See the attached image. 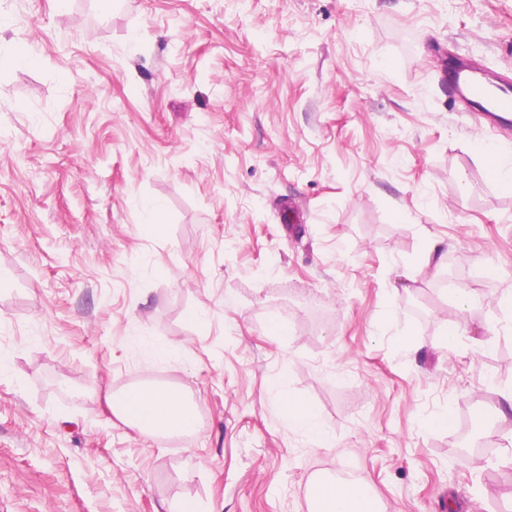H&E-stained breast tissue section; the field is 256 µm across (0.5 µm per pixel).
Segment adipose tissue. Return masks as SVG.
Listing matches in <instances>:
<instances>
[{
	"label": "adipose tissue",
	"instance_id": "1",
	"mask_svg": "<svg viewBox=\"0 0 512 512\" xmlns=\"http://www.w3.org/2000/svg\"><path fill=\"white\" fill-rule=\"evenodd\" d=\"M112 411L122 420L149 434L192 431L196 428L193 410L183 396L165 387L128 390L112 400ZM316 512H377L375 501L358 482L335 485L323 482L315 494Z\"/></svg>",
	"mask_w": 512,
	"mask_h": 512
}]
</instances>
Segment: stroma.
<instances>
[{"mask_svg":"<svg viewBox=\"0 0 512 512\" xmlns=\"http://www.w3.org/2000/svg\"><path fill=\"white\" fill-rule=\"evenodd\" d=\"M452 57L512 80V0H0V512H314L317 479L512 512V189L477 155L512 129ZM142 385L196 431L113 415ZM444 410L489 414L479 469ZM284 413L288 424L298 431L318 440H324L325 433L314 409L303 402L288 399L284 404Z\"/></svg>","mask_w":512,"mask_h":512,"instance_id":"stroma-1","label":"stroma"}]
</instances>
